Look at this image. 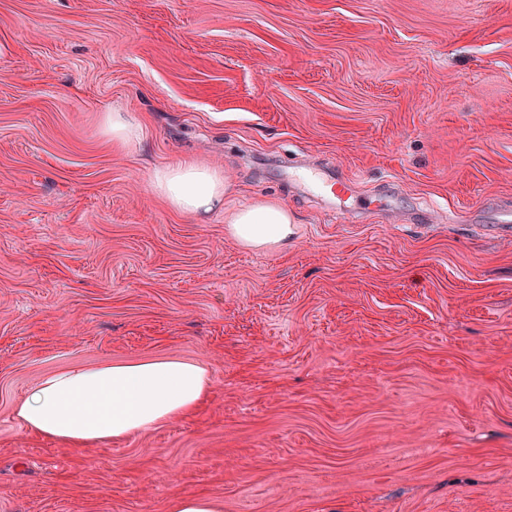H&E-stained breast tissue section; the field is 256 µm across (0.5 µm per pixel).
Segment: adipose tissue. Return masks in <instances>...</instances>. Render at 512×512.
<instances>
[{
    "mask_svg": "<svg viewBox=\"0 0 512 512\" xmlns=\"http://www.w3.org/2000/svg\"><path fill=\"white\" fill-rule=\"evenodd\" d=\"M152 190L177 211L206 219L224 214L230 235L264 251L287 244L294 225L274 200L225 210L227 185L218 171L191 161L157 170ZM209 385L206 367L163 358L62 370L41 379L17 405L29 430L76 446L124 439L198 407Z\"/></svg>",
    "mask_w": 512,
    "mask_h": 512,
    "instance_id": "obj_1",
    "label": "adipose tissue"
}]
</instances>
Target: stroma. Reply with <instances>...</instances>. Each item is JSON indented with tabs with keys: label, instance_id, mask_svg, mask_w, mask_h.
<instances>
[{
	"label": "stroma",
	"instance_id": "stroma-1",
	"mask_svg": "<svg viewBox=\"0 0 512 512\" xmlns=\"http://www.w3.org/2000/svg\"><path fill=\"white\" fill-rule=\"evenodd\" d=\"M185 159L288 245L156 196ZM510 208L512 0H0V512H512ZM166 357L210 388L145 432L15 416ZM109 127L112 136L128 144H135L139 140L140 127L130 112L113 111L108 114ZM224 501L213 496L188 495L170 503L169 512H223Z\"/></svg>",
	"mask_w": 512,
	"mask_h": 512
}]
</instances>
